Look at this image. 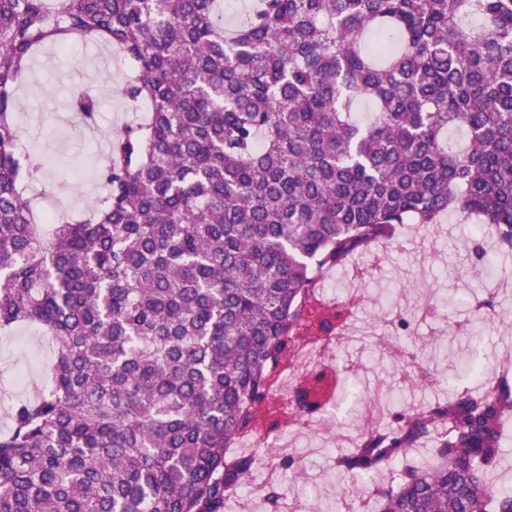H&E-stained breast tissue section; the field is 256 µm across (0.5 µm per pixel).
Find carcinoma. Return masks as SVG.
I'll use <instances>...</instances> for the list:
<instances>
[{"instance_id": "obj_1", "label": "carcinoma", "mask_w": 512, "mask_h": 512, "mask_svg": "<svg viewBox=\"0 0 512 512\" xmlns=\"http://www.w3.org/2000/svg\"><path fill=\"white\" fill-rule=\"evenodd\" d=\"M218 2L0 0V332L55 337L43 391L0 434V512H226L263 452L305 478L263 435L364 403L351 363L329 365L325 398L312 368L277 399L294 347L339 345L356 317L316 272L451 211L512 250V0H254L231 31ZM77 38L134 59L118 92L149 111L108 134L100 204L44 233L26 189L46 163L16 150L17 92L38 50ZM100 107L69 101L88 125ZM471 252L473 271L494 259ZM448 387L339 450L336 483L399 462L375 512H512L491 482L512 384ZM245 437L257 453H228ZM428 441L432 461L411 456ZM260 493L289 512L279 480Z\"/></svg>"}]
</instances>
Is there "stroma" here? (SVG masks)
Instances as JSON below:
<instances>
[{
    "label": "stroma",
    "instance_id": "1",
    "mask_svg": "<svg viewBox=\"0 0 512 512\" xmlns=\"http://www.w3.org/2000/svg\"><path fill=\"white\" fill-rule=\"evenodd\" d=\"M132 67L124 53L93 42H78L66 50L46 47L35 55L30 80L18 92L16 124L18 151L50 161L48 173L27 189L41 211H81L104 195L99 136L143 117L113 91ZM88 87L101 96L94 137L59 120L71 95ZM477 222V217L453 212L435 224L403 225L395 242L377 243L358 254L355 268L324 274L320 286L326 297L339 296L348 286L361 290L357 317L364 323L378 324L390 313L407 317L410 328L400 342L417 353L437 379L435 385L417 387L405 383L393 360L374 349L337 346V360L358 365V385L368 398L393 393L399 395L400 406H428L442 396V379L468 385L459 362L467 354L469 337H482L483 350L490 356L512 347V330L498 325L499 320L512 319V252L496 253L498 279L466 276L471 262L468 245ZM486 290L496 297L493 319L479 318L469 305L474 294ZM52 360L53 340L41 328L22 323L9 334H0L1 433L10 428L12 406L44 386Z\"/></svg>",
    "mask_w": 512,
    "mask_h": 512
}]
</instances>
